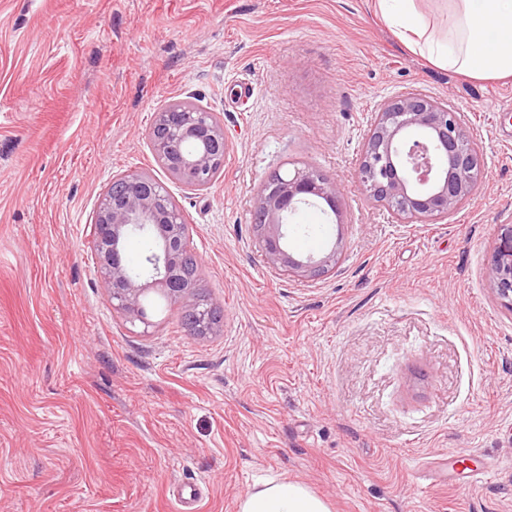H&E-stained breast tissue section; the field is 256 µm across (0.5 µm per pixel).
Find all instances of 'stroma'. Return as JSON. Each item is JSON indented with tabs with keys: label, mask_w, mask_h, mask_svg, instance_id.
Instances as JSON below:
<instances>
[{
	"label": "stroma",
	"mask_w": 512,
	"mask_h": 512,
	"mask_svg": "<svg viewBox=\"0 0 512 512\" xmlns=\"http://www.w3.org/2000/svg\"><path fill=\"white\" fill-rule=\"evenodd\" d=\"M407 93L448 102L483 156L436 223L355 176ZM184 98L228 142L202 191L148 139ZM304 167L341 200L289 226L294 254L341 250L315 280L272 269L252 222L270 175ZM125 172L173 194L220 331L113 310L89 240ZM505 225L512 82L433 66L369 0H0V512H182L183 483L193 512H239L278 478L331 512H512V312L487 275Z\"/></svg>",
	"instance_id": "1"
}]
</instances>
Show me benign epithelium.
I'll list each match as a JSON object with an SVG mask.
<instances>
[{"label": "benign epithelium", "instance_id": "benign-epithelium-1", "mask_svg": "<svg viewBox=\"0 0 512 512\" xmlns=\"http://www.w3.org/2000/svg\"><path fill=\"white\" fill-rule=\"evenodd\" d=\"M160 166L179 184L208 187L228 143L211 113L188 100L170 102L156 113L149 134ZM484 174L474 154L473 134L448 103L423 94H405L383 103L364 143L356 177L375 201L392 210L402 224L448 217L478 191ZM339 190L310 169L272 175L253 211L267 263L298 279H316L336 266V248L305 257L288 250L290 218L303 206L322 200L340 216ZM149 228L156 240L154 266L146 281L132 275L124 257L128 237ZM488 276L501 304L512 311V226ZM189 243L188 225L167 186L155 177L126 173L98 200L89 247L112 306L129 322L153 325L144 299L160 294L177 302L194 290L180 272Z\"/></svg>", "mask_w": 512, "mask_h": 512}]
</instances>
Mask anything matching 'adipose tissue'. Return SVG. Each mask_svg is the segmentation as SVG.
I'll return each instance as SVG.
<instances>
[{
    "mask_svg": "<svg viewBox=\"0 0 512 512\" xmlns=\"http://www.w3.org/2000/svg\"><path fill=\"white\" fill-rule=\"evenodd\" d=\"M373 7L435 66L468 78H512V0H448V32L437 37L415 0H373ZM240 512H331L304 484L270 480L245 494Z\"/></svg>",
    "mask_w": 512,
    "mask_h": 512,
    "instance_id": "adipose-tissue-1",
    "label": "adipose tissue"
}]
</instances>
